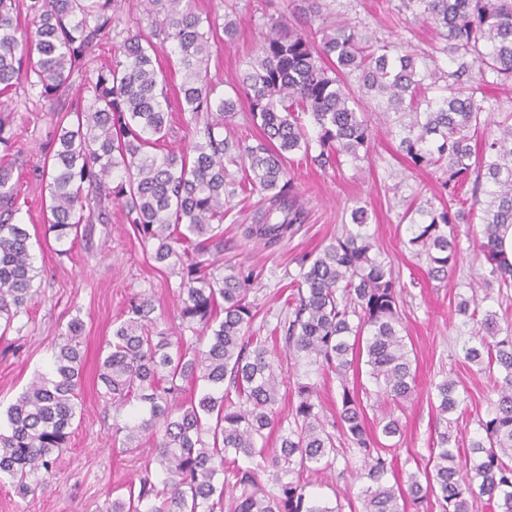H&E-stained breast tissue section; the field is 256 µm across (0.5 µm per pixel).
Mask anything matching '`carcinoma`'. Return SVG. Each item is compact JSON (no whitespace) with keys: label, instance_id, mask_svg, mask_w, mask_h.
<instances>
[{"label":"carcinoma","instance_id":"cac0c4a2","mask_svg":"<svg viewBox=\"0 0 512 512\" xmlns=\"http://www.w3.org/2000/svg\"><path fill=\"white\" fill-rule=\"evenodd\" d=\"M116 0H0V324L1 335L27 301L35 279L30 234L14 223L17 187L10 157L20 153L9 101L21 85L54 104L72 91L88 56L106 31L118 37ZM309 21L298 27L281 13L249 57L231 91L212 82L211 40L230 39L235 22L202 17L193 0H139L150 31L131 33L112 64L79 89L45 147L48 181L46 233L74 244L83 224L105 223L107 203L121 204L127 223L153 245L157 263L181 270L178 329H160L149 297L132 298L112 332L98 375L117 421L113 441L131 453L144 440L139 489L112 500V512H342L309 491L307 473L334 468L337 457L360 458L361 483L352 512H470L478 497L496 512H512V329L499 314L462 299L457 314L473 323L464 358L495 375L479 435L469 443L470 465L449 447L460 404L456 382L434 384L437 411L430 456L389 484L396 444H383L366 424L357 379L365 374L379 402L408 399L415 388L410 351L402 336L405 285L366 231L362 207L352 224L299 264L274 327L288 358L251 333L258 310L250 299L258 275L215 265L224 251V206L235 194L224 165H240L242 188L271 202L248 237L279 244L303 222L300 194L287 179L289 155L302 153L321 168L368 154L371 129L365 99L401 119L399 149L415 167L448 171L456 199L472 184L468 206L415 210L407 244L426 257L429 278L443 282L468 260L488 286L512 288V263L499 249L512 226V106L487 94L512 82V0H401L398 10L435 26L448 70L431 68L402 38L372 40L349 23L333 21L322 0H306ZM172 45L184 79L180 110L202 121L190 151L169 149L166 75L155 39ZM355 77L358 87L349 83ZM246 100L262 138L250 145L224 135L238 102ZM316 130L311 138L307 125ZM317 155H311L312 149ZM122 176L112 184L115 173ZM479 216L476 252L459 246L458 225ZM196 336L188 346L184 331ZM83 324L75 318L53 348V367L40 373L7 409L0 427V480L26 497L53 481L56 451L66 447L78 408ZM336 374L342 386L336 419L323 414L312 378ZM293 383L296 404L280 410L281 388ZM378 425L401 435L399 419ZM277 433L275 446L268 435ZM267 481L261 482V474Z\"/></svg>","mask_w":512,"mask_h":512}]
</instances>
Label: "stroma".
Returning a JSON list of instances; mask_svg holds the SVG:
<instances>
[{"instance_id":"stroma-1","label":"stroma","mask_w":512,"mask_h":512,"mask_svg":"<svg viewBox=\"0 0 512 512\" xmlns=\"http://www.w3.org/2000/svg\"><path fill=\"white\" fill-rule=\"evenodd\" d=\"M289 2L236 0L232 15L235 36L215 42L212 48L208 68L213 80L227 86L235 82L263 40L265 14L286 11ZM398 3L334 0L332 8L371 36L390 39L402 35L418 53L447 68L448 57L441 51L442 42L434 28L415 21L411 13L398 11ZM11 108L22 150L12 175L20 185L15 220L30 234L38 275L20 316L23 331L0 338V418L37 374L48 371L55 343L76 317L84 324L83 369L78 411L69 444L56 460V481L25 498L19 497L8 481H1L0 512H111L113 499L127 497L130 486L138 484L149 449L144 446L131 455L113 445V411L100 395L99 362L115 321L132 297H151L155 318L177 324L180 276L176 269L153 260L151 244L133 232L115 204L109 207L107 223L92 224L70 254H57L53 236L44 233L49 194L39 171L44 147L53 138L62 114L51 111L23 86L13 94ZM367 118L372 130L367 158L323 170L302 154L291 156L287 172L302 194L306 218L277 246L264 247L244 234L266 208L264 197L256 192L236 193L224 217L223 258L225 264L258 272L255 297L259 313L253 328L268 335L277 323L301 258L341 235L344 224L351 221L349 201L365 207L369 233L405 284L403 326L416 372V389L409 399L370 405L365 413L372 426L386 412L399 418L403 429L400 459L425 458L435 435L433 384L445 376L457 382L461 398L456 411L458 427L467 442L476 436L479 418L488 413L493 381L463 357L462 346L471 327L454 309L460 298L471 295L469 271H458L448 283L429 280L424 256L406 244L403 213L411 206H446L445 176L439 170L412 166L399 155L396 127L382 113L371 111ZM358 465V457L353 456L337 460L334 470L310 474L311 493L329 502L355 497L359 485L351 471Z\"/></svg>"}]
</instances>
